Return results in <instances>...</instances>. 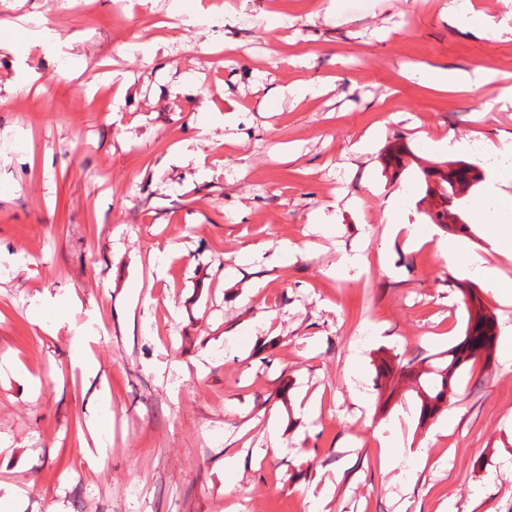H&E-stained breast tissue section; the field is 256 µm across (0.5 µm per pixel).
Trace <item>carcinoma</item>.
Masks as SVG:
<instances>
[{
	"mask_svg": "<svg viewBox=\"0 0 512 512\" xmlns=\"http://www.w3.org/2000/svg\"><path fill=\"white\" fill-rule=\"evenodd\" d=\"M419 157L404 145H392L386 154V167L404 171ZM418 181L425 185L422 200L434 198L437 211L424 212L429 224H436L446 232L457 235L469 233L464 221L465 200L471 190L480 185L484 172L479 166L464 160L435 162L419 167ZM466 311L462 334L456 344L437 356V361L418 369L411 360L399 355L394 359H380L376 365L379 375L409 379L415 383L414 391L420 402L421 421L438 415L451 400L458 397L457 380L470 364L479 360L490 361L496 347L495 316L487 313L478 287L473 284L460 286Z\"/></svg>",
	"mask_w": 512,
	"mask_h": 512,
	"instance_id": "cac0c4a2",
	"label": "carcinoma"
}]
</instances>
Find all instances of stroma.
<instances>
[{"label":"stroma","mask_w":512,"mask_h":512,"mask_svg":"<svg viewBox=\"0 0 512 512\" xmlns=\"http://www.w3.org/2000/svg\"><path fill=\"white\" fill-rule=\"evenodd\" d=\"M172 0H0V20H48L59 55L0 47V482H30L26 512H512V365L476 362L449 411L420 422L413 392L390 401L379 357L422 361L462 332L449 252L493 250L490 227L446 236L424 223L418 170L350 151L371 127L423 159L447 133H512V107L482 117L476 95L439 93L420 66L512 75V6L472 0L508 37L452 26L448 0H183L211 15L187 35L157 28ZM241 54H204V41ZM125 78L122 96L104 82ZM336 83L296 102L298 79ZM204 137L206 165L177 160ZM365 198L361 208L345 206ZM421 247L391 237L387 203ZM332 231L308 239L316 210ZM362 256L361 280L333 268ZM165 265L150 279L151 264ZM75 295L56 335L34 324L35 294ZM272 327H265V320ZM93 325L99 370L70 362ZM106 388L112 443L86 454L91 398ZM275 417L280 445L265 449ZM452 421L448 435L436 434ZM235 459L225 468V459Z\"/></svg>","instance_id":"1"}]
</instances>
